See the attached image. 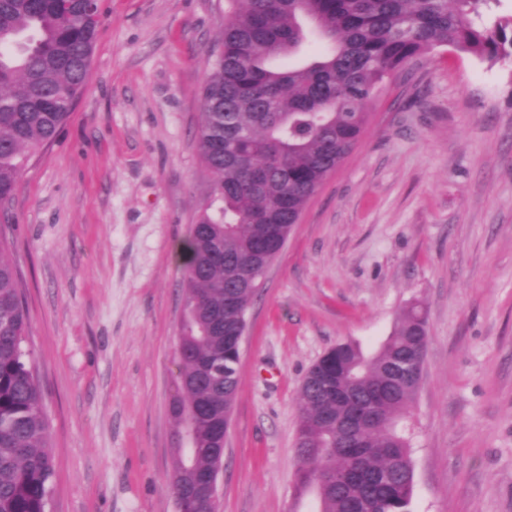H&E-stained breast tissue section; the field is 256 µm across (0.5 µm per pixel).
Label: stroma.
Wrapping results in <instances>:
<instances>
[{"instance_id":"stroma-1","label":"stroma","mask_w":512,"mask_h":512,"mask_svg":"<svg viewBox=\"0 0 512 512\" xmlns=\"http://www.w3.org/2000/svg\"><path fill=\"white\" fill-rule=\"evenodd\" d=\"M100 4L86 86L0 233L49 420L47 512H176L183 245L211 195L195 141L225 2ZM368 110L246 312L219 512H313L294 496L302 381L414 304L412 512H512V60L438 49Z\"/></svg>"}]
</instances>
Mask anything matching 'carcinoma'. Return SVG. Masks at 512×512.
Returning a JSON list of instances; mask_svg holds the SVG:
<instances>
[{"label":"carcinoma","mask_w":512,"mask_h":512,"mask_svg":"<svg viewBox=\"0 0 512 512\" xmlns=\"http://www.w3.org/2000/svg\"><path fill=\"white\" fill-rule=\"evenodd\" d=\"M221 49L202 92L197 150L212 200L185 246L184 315L171 400L174 435L189 437L170 477L188 512L224 443L239 384L233 337L255 290L238 287L275 253L271 229L296 224L360 139L367 105L396 72L439 47L494 64L512 56V14L489 26L498 0H225ZM100 8L87 0H0V216L9 214L27 155L53 142L90 72ZM323 51L274 68L309 37ZM24 288L0 240V512H46L54 475L49 423L25 342ZM428 325L407 309L371 354L342 342L301 385L295 493L316 512H411L414 463L405 421L419 389ZM334 376L333 391L316 375Z\"/></svg>","instance_id":"carcinoma-1"}]
</instances>
